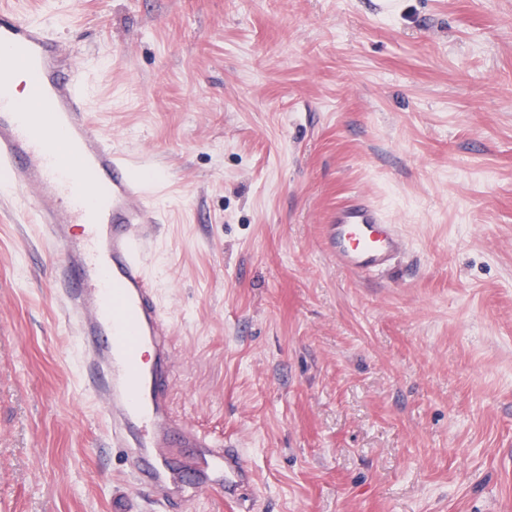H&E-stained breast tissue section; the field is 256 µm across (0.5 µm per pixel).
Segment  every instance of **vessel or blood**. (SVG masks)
I'll return each instance as SVG.
<instances>
[{"label":"vessel or blood","mask_w":512,"mask_h":512,"mask_svg":"<svg viewBox=\"0 0 512 512\" xmlns=\"http://www.w3.org/2000/svg\"><path fill=\"white\" fill-rule=\"evenodd\" d=\"M0 50L28 61L39 96L31 112L0 94V172L12 192L34 193L36 222L64 255L56 285L113 447L124 449L131 480L150 484L163 504L208 488L235 495L251 479L242 450L184 423L172 408L168 321L147 275L156 226L146 184L85 111L80 79L48 25L0 6ZM61 141L73 157L64 168L56 159ZM74 224L83 225L82 236H72ZM324 245L337 264L367 274L385 270L404 240L357 196L325 225ZM176 448L194 451L188 478L169 468Z\"/></svg>","instance_id":"1"}]
</instances>
